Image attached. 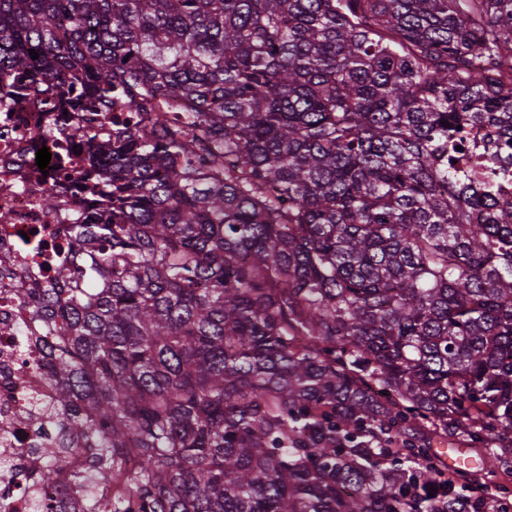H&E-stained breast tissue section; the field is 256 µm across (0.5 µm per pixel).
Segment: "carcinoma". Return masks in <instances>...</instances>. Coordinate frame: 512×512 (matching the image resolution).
Masks as SVG:
<instances>
[{"mask_svg": "<svg viewBox=\"0 0 512 512\" xmlns=\"http://www.w3.org/2000/svg\"><path fill=\"white\" fill-rule=\"evenodd\" d=\"M34 87L87 193L29 312L35 512L62 479L77 512H481L432 442L512 473V0H0V94ZM444 443L434 444V448H440L441 457L445 461L451 469H459L461 465H471L474 460L478 459V454L480 453L482 448H474L470 445V442L466 441L462 436H456L455 438L444 439ZM457 444L462 446V448H458L459 446H452L457 448H451L452 444ZM470 448V456H468V449Z\"/></svg>", "mask_w": 512, "mask_h": 512, "instance_id": "cac0c4a2", "label": "carcinoma"}]
</instances>
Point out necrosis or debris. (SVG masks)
I'll list each match as a JSON object with an SVG mask.
<instances>
[{"instance_id": "obj_1", "label": "necrosis or debris", "mask_w": 512, "mask_h": 512, "mask_svg": "<svg viewBox=\"0 0 512 512\" xmlns=\"http://www.w3.org/2000/svg\"><path fill=\"white\" fill-rule=\"evenodd\" d=\"M54 99L28 95L0 101V268L9 267L10 278L0 277V417L9 419V456L0 462V512H32L30 499L22 494L31 466L28 446L34 428L28 419L33 413V396H49L50 383L44 374L47 361L37 348L29 347L25 332L35 260L29 251L33 239L43 242V262L66 252V242L58 228L63 210L47 211L41 196L66 185L58 169L40 172L38 149L54 148L44 130L55 117Z\"/></svg>"}]
</instances>
